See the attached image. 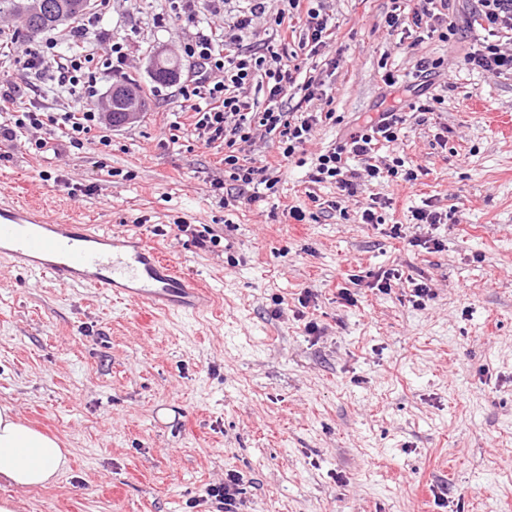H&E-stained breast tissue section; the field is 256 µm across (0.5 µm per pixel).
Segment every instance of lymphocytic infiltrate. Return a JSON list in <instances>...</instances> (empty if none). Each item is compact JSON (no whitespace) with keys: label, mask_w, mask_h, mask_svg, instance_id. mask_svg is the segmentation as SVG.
<instances>
[{"label":"lymphocytic infiltrate","mask_w":512,"mask_h":512,"mask_svg":"<svg viewBox=\"0 0 512 512\" xmlns=\"http://www.w3.org/2000/svg\"><path fill=\"white\" fill-rule=\"evenodd\" d=\"M249 8L232 24L197 28L183 43L181 53L187 61L201 64L199 78L186 81L180 88L182 111L192 113L194 129L205 147H224V183L237 191L226 194L225 205L245 200L258 186L273 189L266 158H240V144L250 142L256 133L269 137L278 155L292 157L307 143L314 128L323 123H340L335 110L311 111L315 93L312 79L302 78L300 65L288 63V38L298 36V50L313 58L336 40V27L330 22L325 0H281L276 14L267 11L268 0H248ZM385 16L390 32H397L404 20L427 36L450 40L454 34L448 23V0H392ZM272 19L274 29L252 49L251 39L258 37L256 23ZM468 24L482 30L478 48L466 54V65L494 76L512 75V50L502 49L499 39L512 32V0H478ZM259 38V37H258ZM127 55L122 43L104 38L94 21H82L60 37L36 49H25L22 56L24 77L21 82L0 85V137L6 140L34 136L40 155L59 154L61 146L82 148L86 135L95 127L99 114L90 104H79L63 112H53L36 103H25L26 94L49 90L56 94H93L106 71H122ZM267 90L264 109H257L249 90L254 80ZM302 89L295 107H288V95ZM405 118L393 109L380 114L350 132L343 140L328 146L316 156L309 178L311 182L337 184L347 196H355L360 181L389 182L395 179L415 183L416 169L405 167L401 158L385 159L379 151L399 141ZM52 127L54 138L40 137L44 127ZM359 160L360 169H352L350 160Z\"/></svg>","instance_id":"lymphocytic-infiltrate-1"}]
</instances>
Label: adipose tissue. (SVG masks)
I'll list each match as a JSON object with an SVG mask.
<instances>
[{"label": "adipose tissue", "mask_w": 512, "mask_h": 512, "mask_svg": "<svg viewBox=\"0 0 512 512\" xmlns=\"http://www.w3.org/2000/svg\"><path fill=\"white\" fill-rule=\"evenodd\" d=\"M58 442L24 423L8 404L0 406V482L32 489L54 480L67 467Z\"/></svg>", "instance_id": "ef3b65f1"}]
</instances>
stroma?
Instances as JSON below:
<instances>
[{"instance_id":"1","label":"stroma","mask_w":512,"mask_h":512,"mask_svg":"<svg viewBox=\"0 0 512 512\" xmlns=\"http://www.w3.org/2000/svg\"><path fill=\"white\" fill-rule=\"evenodd\" d=\"M326 5L336 40L317 59L311 107L332 105L342 122L316 127L261 201L224 206L216 148L163 127L179 87L151 80L149 56L179 53L191 33L183 19L154 26L169 0H110L101 23L128 45L122 75L148 112L52 160L0 143V197L142 235L210 293L198 315L167 314L0 262V403L70 452L50 486L0 485L16 512H211L207 491L230 471L241 512H512V77L464 63L475 0H449V41L399 47L391 0ZM423 58L443 59L447 76L419 83ZM420 95L443 102L407 114L402 141L380 151L423 168L416 184L344 197L309 181L315 153ZM336 198L341 211L321 209ZM374 198L382 223H360ZM427 203L440 223L413 222ZM287 205L305 221L278 215ZM182 224L221 241L199 247ZM386 269L402 285L340 303L350 275ZM411 279L431 288L424 306L409 301Z\"/></svg>"}]
</instances>
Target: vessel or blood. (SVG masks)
I'll list each match as a JSON object with an SVG mask.
<instances>
[{
    "mask_svg": "<svg viewBox=\"0 0 512 512\" xmlns=\"http://www.w3.org/2000/svg\"><path fill=\"white\" fill-rule=\"evenodd\" d=\"M0 259L62 286L94 287L140 308L202 309L208 294L149 241L71 224L29 204L0 203Z\"/></svg>",
    "mask_w": 512,
    "mask_h": 512,
    "instance_id": "obj_1",
    "label": "vessel or blood"
}]
</instances>
